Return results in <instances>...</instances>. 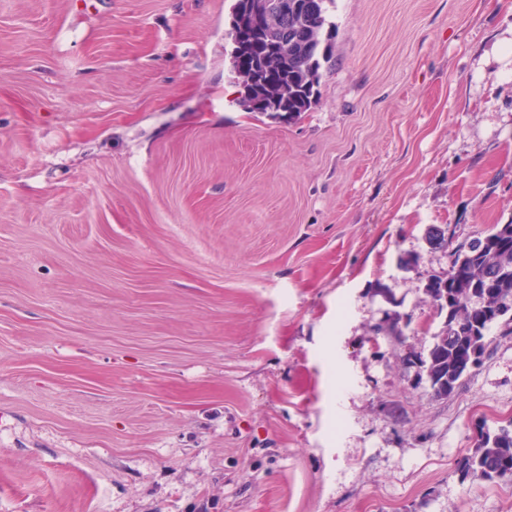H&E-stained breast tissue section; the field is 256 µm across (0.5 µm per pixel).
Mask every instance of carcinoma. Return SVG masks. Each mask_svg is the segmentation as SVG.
<instances>
[{"label":"carcinoma","mask_w":512,"mask_h":512,"mask_svg":"<svg viewBox=\"0 0 512 512\" xmlns=\"http://www.w3.org/2000/svg\"><path fill=\"white\" fill-rule=\"evenodd\" d=\"M236 0L230 38L232 67L244 89L243 103L254 112L290 118L317 100L320 70L331 55L322 39L335 25L328 4L288 19L240 13ZM452 229L433 227L430 244L452 248L446 277L429 278L424 292L435 304L448 302V321L420 361L434 398H446L487 352L486 336L496 326L512 335V222L495 224L469 241L454 244ZM464 475L488 482L512 481V421L494 431L479 430L473 447L456 462Z\"/></svg>","instance_id":"1"}]
</instances>
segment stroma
<instances>
[{"label":"stroma","instance_id":"obj_1","mask_svg":"<svg viewBox=\"0 0 512 512\" xmlns=\"http://www.w3.org/2000/svg\"><path fill=\"white\" fill-rule=\"evenodd\" d=\"M233 3L0 0V512H512L455 470L512 336L419 365L428 228L512 221V0H334L289 121Z\"/></svg>","mask_w":512,"mask_h":512}]
</instances>
